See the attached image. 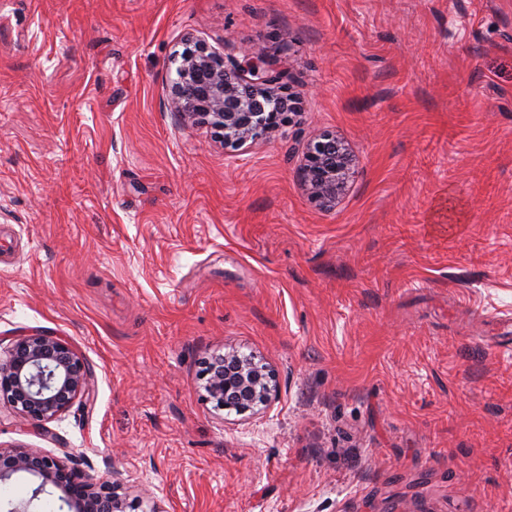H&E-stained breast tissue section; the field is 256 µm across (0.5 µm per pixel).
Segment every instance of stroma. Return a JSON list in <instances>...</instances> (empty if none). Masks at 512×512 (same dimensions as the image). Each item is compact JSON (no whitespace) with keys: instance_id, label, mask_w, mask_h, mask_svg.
I'll use <instances>...</instances> for the list:
<instances>
[{"instance_id":"35a3bbf8","label":"stroma","mask_w":512,"mask_h":512,"mask_svg":"<svg viewBox=\"0 0 512 512\" xmlns=\"http://www.w3.org/2000/svg\"><path fill=\"white\" fill-rule=\"evenodd\" d=\"M255 48L297 111L238 148L183 122L187 38ZM353 159L334 208L309 143ZM512 0H0V352L94 366L0 445L165 512H512ZM233 348L279 399L227 414ZM27 474L0 512H58ZM203 398L217 411L243 415L271 406L279 396L272 367L237 350L205 362Z\"/></svg>"}]
</instances>
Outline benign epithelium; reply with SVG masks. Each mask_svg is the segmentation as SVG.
<instances>
[{
	"mask_svg": "<svg viewBox=\"0 0 512 512\" xmlns=\"http://www.w3.org/2000/svg\"><path fill=\"white\" fill-rule=\"evenodd\" d=\"M265 50H252L226 65L224 57L197 42L180 55L176 78L168 85L174 111L191 124L208 123L222 132L224 146L254 140L288 121L284 77L266 67ZM350 159L325 134L306 151L305 182L321 207L336 202L349 173ZM203 398L217 411L243 415L271 406L279 396L272 367L236 350L205 362ZM93 366L69 342L49 332L17 337L0 355V405L47 432L44 424L70 411L93 394ZM18 474L40 480L36 492L50 485L60 491L68 512H138L141 503L120 496L116 488L81 479L59 460L33 448L0 446V483Z\"/></svg>",
	"mask_w": 512,
	"mask_h": 512,
	"instance_id": "1",
	"label": "benign epithelium"
}]
</instances>
